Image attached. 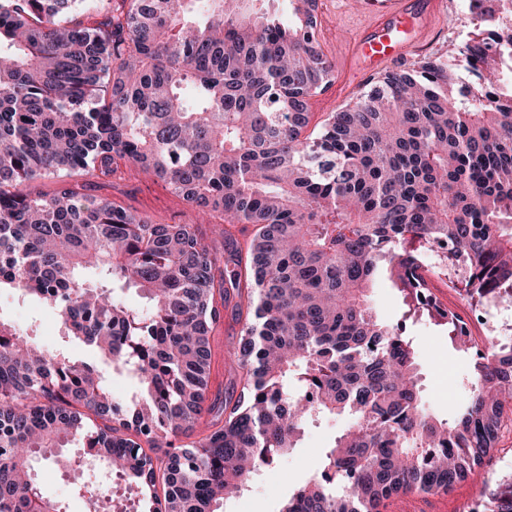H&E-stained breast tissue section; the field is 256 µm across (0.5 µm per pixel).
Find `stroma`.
<instances>
[{
    "label": "stroma",
    "mask_w": 512,
    "mask_h": 512,
    "mask_svg": "<svg viewBox=\"0 0 512 512\" xmlns=\"http://www.w3.org/2000/svg\"><path fill=\"white\" fill-rule=\"evenodd\" d=\"M318 14V38L322 49L333 64L338 65L341 77L325 92L312 97L310 110L314 121H322L327 113L338 110L355 101L368 90L372 77L362 70L344 65L343 56L336 49L337 42L352 29L354 15L349 12L344 0H321ZM476 30V22L464 7V0H453L442 21L435 44L426 54L412 56V64L418 65L424 58L444 55L449 44H461ZM95 195L115 201L137 213L149 216L162 223L191 222L202 225L210 239H217V226L206 215L191 211L184 202L173 195L161 182L151 175L120 168L109 180L100 182ZM427 285L431 295L444 307L463 318L474 319V339L485 335L483 321L477 320V312L464 295L452 287L447 273L428 276ZM0 320L11 324H22L37 342L49 350H62L70 356L84 359L88 353L77 343L68 341L61 330L58 314L40 302L12 289L0 291ZM406 333L414 342L420 362L421 389L434 412L447 416L448 401L438 397L442 381H454L458 393H465L470 355L460 353L450 344L447 332L434 322L419 319L405 320ZM240 326L225 320L216 331L212 341L211 395H222L229 388L231 374L227 364V353L235 345ZM345 426L340 418H326L310 424L299 448L294 449L276 467L260 471L238 497L225 501L224 512H278L280 503L288 492L304 482L314 470L316 452L325 447ZM512 474V422L507 423L491 458L477 470L469 480L456 485L442 495L408 493L387 501L384 512H459L461 505L485 495V489L499 479Z\"/></svg>",
    "instance_id": "stroma-1"
}]
</instances>
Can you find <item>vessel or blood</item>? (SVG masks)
Wrapping results in <instances>:
<instances>
[{
    "label": "vessel or blood",
    "mask_w": 512,
    "mask_h": 512,
    "mask_svg": "<svg viewBox=\"0 0 512 512\" xmlns=\"http://www.w3.org/2000/svg\"><path fill=\"white\" fill-rule=\"evenodd\" d=\"M446 0H384L343 47L363 70L374 73L432 45Z\"/></svg>",
    "instance_id": "1"
}]
</instances>
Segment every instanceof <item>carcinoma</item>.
Listing matches in <instances>:
<instances>
[{
  "mask_svg": "<svg viewBox=\"0 0 512 512\" xmlns=\"http://www.w3.org/2000/svg\"><path fill=\"white\" fill-rule=\"evenodd\" d=\"M123 2L86 26L98 0H0V289L54 309L96 355L0 321V512H60L31 474L41 461L96 509L88 463L62 455L78 444L148 512H222L320 416L350 423L279 512H383L473 476L512 413V341L473 345L427 293L422 258L446 247L475 307L512 299V0H474L477 32L447 59L386 71L313 130L309 101L334 80L317 0H289L288 24L250 0ZM121 163L218 219L222 246L80 191ZM46 177L51 193L21 190ZM381 275L405 318L472 354L446 419L422 402L404 325L370 305ZM228 309L239 379L213 401ZM102 362L137 380L130 402ZM205 416V436L175 444ZM486 512H512V478Z\"/></svg>",
  "mask_w": 512,
  "mask_h": 512,
  "instance_id": "1",
  "label": "carcinoma"
}]
</instances>
